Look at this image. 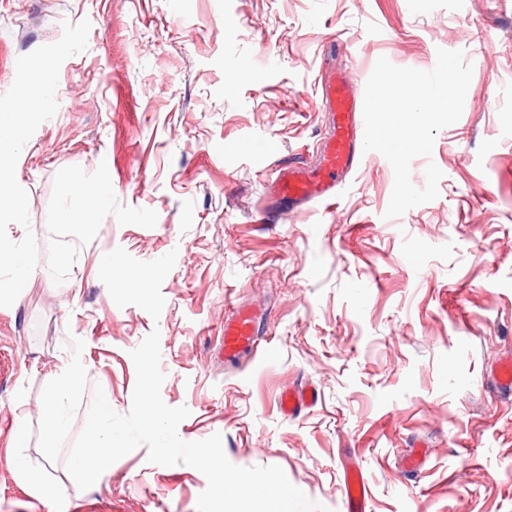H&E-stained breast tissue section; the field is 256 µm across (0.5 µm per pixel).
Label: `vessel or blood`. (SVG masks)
I'll return each mask as SVG.
<instances>
[{
	"label": "vessel or blood",
	"mask_w": 512,
	"mask_h": 512,
	"mask_svg": "<svg viewBox=\"0 0 512 512\" xmlns=\"http://www.w3.org/2000/svg\"><path fill=\"white\" fill-rule=\"evenodd\" d=\"M364 98L351 74L330 72L321 85L320 109L326 118V132L314 165L299 159L278 163L267 181L269 201L263 218L278 222L292 214L323 205L336 196L338 187L364 156ZM263 312L234 306L224 320V359L233 362L251 352L264 332ZM315 393L305 390L282 392L279 406L287 415L296 416L312 404ZM369 488L355 462L345 470L344 512H367Z\"/></svg>",
	"instance_id": "obj_1"
}]
</instances>
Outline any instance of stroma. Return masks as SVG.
I'll list each match as a JSON object with an SVG mask.
<instances>
[{
	"label": "stroma",
	"instance_id": "stroma-1",
	"mask_svg": "<svg viewBox=\"0 0 512 512\" xmlns=\"http://www.w3.org/2000/svg\"><path fill=\"white\" fill-rule=\"evenodd\" d=\"M334 53L323 54L329 41ZM473 66L460 119L437 135V199L386 218L393 183L374 152L317 206L260 222L272 165L313 153L319 79L331 66L367 81L385 57L430 70L438 49ZM47 82L48 111L22 88ZM24 136L6 158L22 221L0 240L30 258L19 301L0 300V512H197L205 476L149 463L147 447L79 490L46 467V379L86 372L68 402L62 447L100 385L131 408L132 349L160 332L163 401L186 406L185 441L221 434L228 460L280 466L328 512H343V452L363 449L367 512H512V400L491 367L512 350V0H0V115ZM108 187L92 229L67 221V177ZM177 251L159 319L117 307L102 256ZM272 313L256 354L227 364L224 314ZM311 384L317 401L285 416L279 396ZM21 448L54 498L13 473ZM428 446L420 478L384 468L408 440Z\"/></svg>",
	"mask_w": 512,
	"mask_h": 512
}]
</instances>
